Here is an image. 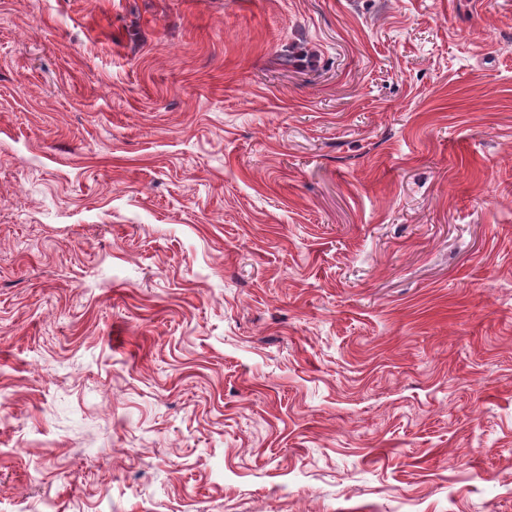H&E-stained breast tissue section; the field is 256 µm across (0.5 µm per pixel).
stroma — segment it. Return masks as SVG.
Segmentation results:
<instances>
[{
	"label": "stroma",
	"instance_id": "obj_1",
	"mask_svg": "<svg viewBox=\"0 0 512 512\" xmlns=\"http://www.w3.org/2000/svg\"><path fill=\"white\" fill-rule=\"evenodd\" d=\"M0 512H512V0H0Z\"/></svg>",
	"mask_w": 512,
	"mask_h": 512
}]
</instances>
